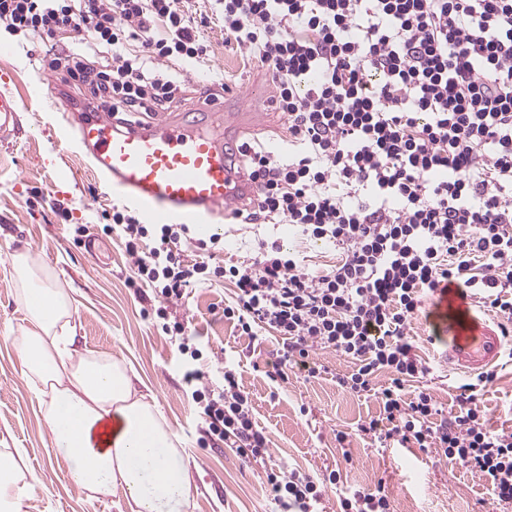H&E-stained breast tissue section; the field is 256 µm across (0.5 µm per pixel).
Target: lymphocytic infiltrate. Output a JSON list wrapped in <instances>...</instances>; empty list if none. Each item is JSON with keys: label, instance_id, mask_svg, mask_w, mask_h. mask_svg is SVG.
Masks as SVG:
<instances>
[{"label": "lymphocytic infiltrate", "instance_id": "obj_1", "mask_svg": "<svg viewBox=\"0 0 512 512\" xmlns=\"http://www.w3.org/2000/svg\"><path fill=\"white\" fill-rule=\"evenodd\" d=\"M186 2L0 0V22L48 42L44 67L78 88L90 111L134 122L184 95L173 61H208ZM210 10L227 42L269 75L288 124L287 157L239 144L257 195L237 220L280 221L339 258L313 270L299 251L262 239L247 265L191 264L182 243L212 254L220 236L113 209L128 284L154 294L143 314L177 347L204 442L265 466L281 512H326L331 494L340 512H391L384 481L356 489L335 469L319 478L273 463L233 367L222 388L210 387L202 338L173 306L221 278L236 296L225 321L252 339L268 329L280 337L271 378L315 374L316 351L333 349L353 365L337 385L379 400L378 418L359 432L461 464L490 483L498 512H512V428L492 429L477 404L496 371L462 384L456 412L443 414L417 386L431 367L409 337L424 301L451 286L512 335V0H210ZM64 32L77 47L53 48ZM383 372L390 380L376 386Z\"/></svg>", "mask_w": 512, "mask_h": 512}]
</instances>
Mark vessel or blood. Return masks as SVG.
I'll return each instance as SVG.
<instances>
[{"mask_svg": "<svg viewBox=\"0 0 512 512\" xmlns=\"http://www.w3.org/2000/svg\"><path fill=\"white\" fill-rule=\"evenodd\" d=\"M215 109L214 102L201 101L195 124L156 118L120 123L93 112L79 118L76 135L106 191L128 195L148 222L192 224L209 236L215 232V213L236 208L255 192L236 170V145L242 131L264 118L237 94L224 100L223 124H216ZM18 112L17 98L0 92V139L19 134ZM429 322L448 368L475 374L502 357L500 328L463 303H453L450 315Z\"/></svg>", "mask_w": 512, "mask_h": 512, "instance_id": "1", "label": "vessel or blood"}]
</instances>
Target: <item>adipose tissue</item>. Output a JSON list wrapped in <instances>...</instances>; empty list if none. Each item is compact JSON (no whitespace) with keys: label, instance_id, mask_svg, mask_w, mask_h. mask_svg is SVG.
<instances>
[{"label":"adipose tissue","instance_id":"obj_1","mask_svg":"<svg viewBox=\"0 0 512 512\" xmlns=\"http://www.w3.org/2000/svg\"><path fill=\"white\" fill-rule=\"evenodd\" d=\"M12 266L26 313L13 344L69 482L94 496L122 490L131 512H185L191 483L178 435L122 358L77 352L73 299L50 268L27 252L14 254ZM19 460L0 451V512H20L28 492Z\"/></svg>","mask_w":512,"mask_h":512}]
</instances>
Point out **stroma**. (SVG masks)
<instances>
[{
	"label": "stroma",
	"instance_id": "1",
	"mask_svg": "<svg viewBox=\"0 0 512 512\" xmlns=\"http://www.w3.org/2000/svg\"><path fill=\"white\" fill-rule=\"evenodd\" d=\"M194 11L207 16L204 33L210 45L206 67L178 63L174 69L187 85L183 100L170 111L189 113L205 92L223 98L225 91L252 86L259 101L272 99L273 85L256 61L226 44L224 30L210 19L206 0H189ZM46 50L36 37L8 36L0 44V92L24 100L18 136L0 140V450L21 451L20 466L34 479L22 512H130L122 491L89 496L65 479L66 463L56 456L42 419L33 386L22 376L12 339L25 323L16 297L12 257L20 251L38 255L74 300L71 323L79 352L109 353L125 359L135 387L156 403L165 421L182 441V456L191 481L187 512H276L261 466H246L234 449L214 448L200 441V410L174 364L167 336L141 313L143 301L128 285L129 263L123 241L106 232L113 206L124 205L119 193H107L77 145L59 147L57 128L64 116L85 109L77 89L44 70ZM79 224L97 225L98 249L88 254L77 240ZM279 240L284 248L300 250L311 268L335 265L337 253L313 241L298 239L285 224L242 226L228 223L225 257L245 262L257 239ZM234 287L228 282L203 284L179 302L178 313L189 316L206 344L205 359L239 374L254 407L255 420L265 431L274 461L311 474L340 468L344 485L366 487L385 479L392 512H494L488 482L464 468L415 448H378L357 432L358 424L378 417L375 396H357L340 389L337 375L351 364L334 350L317 351L323 373H289L273 382L265 366L274 362L281 340L266 332L257 340L238 335L224 320ZM418 354L434 361L428 382L444 412L457 408L458 387L465 375L438 362L439 344L425 315L413 320L410 331ZM498 376L484 388L479 404L492 428L512 426V362L500 360ZM348 434L338 443L336 431Z\"/></svg>",
	"mask_w": 512,
	"mask_h": 512
}]
</instances>
